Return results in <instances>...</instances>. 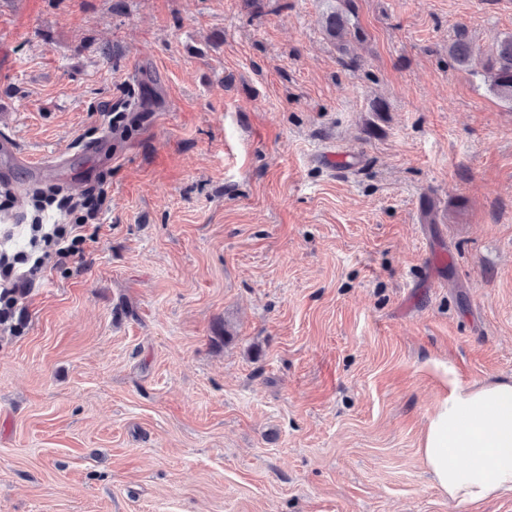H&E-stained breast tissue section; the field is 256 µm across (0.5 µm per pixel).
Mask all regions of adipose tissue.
Wrapping results in <instances>:
<instances>
[{
    "label": "adipose tissue",
    "mask_w": 512,
    "mask_h": 512,
    "mask_svg": "<svg viewBox=\"0 0 512 512\" xmlns=\"http://www.w3.org/2000/svg\"><path fill=\"white\" fill-rule=\"evenodd\" d=\"M420 452L450 501L479 504L512 492V377L452 387L428 418Z\"/></svg>",
    "instance_id": "ef3b65f1"
}]
</instances>
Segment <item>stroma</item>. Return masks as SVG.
<instances>
[{
	"label": "stroma",
	"instance_id": "obj_1",
	"mask_svg": "<svg viewBox=\"0 0 512 512\" xmlns=\"http://www.w3.org/2000/svg\"><path fill=\"white\" fill-rule=\"evenodd\" d=\"M343 5L0 0V245L106 192L0 322V512H512L419 453L512 377V106L448 55L512 0H353L345 54ZM349 10L334 9L325 18V31L328 37L336 43L337 49L348 53V47L353 41H362L364 33L356 25L350 23Z\"/></svg>",
	"mask_w": 512,
	"mask_h": 512
}]
</instances>
